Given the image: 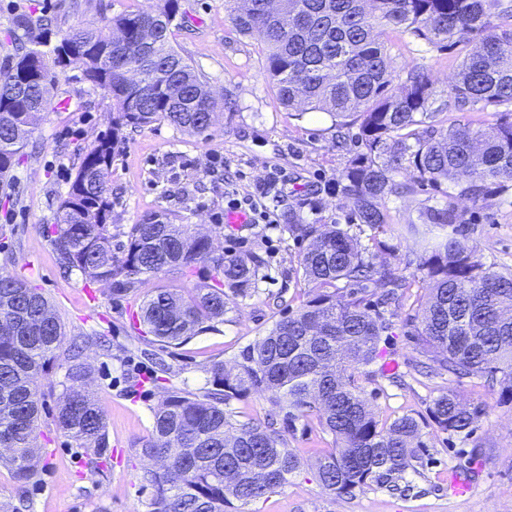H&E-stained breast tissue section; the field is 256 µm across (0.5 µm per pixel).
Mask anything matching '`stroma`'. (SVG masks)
I'll list each match as a JSON object with an SVG mask.
<instances>
[{
  "mask_svg": "<svg viewBox=\"0 0 512 512\" xmlns=\"http://www.w3.org/2000/svg\"><path fill=\"white\" fill-rule=\"evenodd\" d=\"M146 5L147 0H0V59L13 37L16 14H48L50 29L56 32L92 28L102 14ZM180 5L184 17L171 27L172 46L205 76L216 95L234 103L220 113L211 136H190L165 122L113 130L110 95L80 80L78 67L72 66L59 75L52 102L21 152L10 184H0V257L11 254L9 271L44 293L67 339L85 340L89 389L105 410L112 451L111 465L93 473L80 449L57 431L53 412L63 372L54 369L44 387L40 441L45 453L29 488L32 512H148L151 492L142 488L140 476L149 462L140 448L165 390L208 388L211 365L236 368L245 349L307 300L311 286L299 265L304 245L285 223L234 227L224 220L230 198L251 196L260 186L271 188L264 203L275 214L292 208L308 221L346 225L362 246L374 237L394 245L387 262L410 259L403 271L407 286L385 313L391 328L380 340L376 360L361 368L359 381L379 420L402 415L418 420L427 461L409 473L408 493L372 485L350 496L334 495L309 467L332 446L317 415L290 422L271 417L267 398L253 393L227 403L232 422L273 418L304 467L288 486L247 504L231 502L224 512H512V402L503 399L498 382L485 377L429 373L428 357L416 344L409 322L429 283L416 265L420 244L403 236V227L421 223L428 209L445 204V197L429 187L391 195L385 200L389 219L383 228L374 232L350 225L352 205L336 188L350 152L333 147L332 116L291 112L280 104L266 77L264 44L235 29L224 0H180ZM388 48L396 81H404L415 66L428 73L437 109L434 128L488 127L505 119L501 107L478 105L460 112L448 106L460 47L433 48L395 34ZM63 98L69 99L68 108L58 107ZM111 131L117 140L106 182L114 243L124 242L130 224L165 210L180 215L184 223L205 225L220 252L253 254L263 261L254 290L230 300L223 322L177 346L144 339L134 328L153 283L113 297L106 285L65 275L52 244L60 193L68 189L95 138ZM454 204L483 261L512 270V189L479 201L460 196ZM450 390L468 407L481 410L469 436L448 435L429 417L433 400ZM452 470L474 477L469 496L449 494Z\"/></svg>",
  "mask_w": 512,
  "mask_h": 512,
  "instance_id": "35a3bbf8",
  "label": "stroma"
}]
</instances>
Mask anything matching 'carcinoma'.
I'll use <instances>...</instances> for the list:
<instances>
[{
  "label": "carcinoma",
  "mask_w": 512,
  "mask_h": 512,
  "mask_svg": "<svg viewBox=\"0 0 512 512\" xmlns=\"http://www.w3.org/2000/svg\"><path fill=\"white\" fill-rule=\"evenodd\" d=\"M295 27L283 31L267 0H225L232 24L267 46L266 71L285 107L324 111L335 127L356 126L358 150L348 159L339 191L353 206L354 221L371 229L387 223L385 199L408 194L414 184H448L449 202L431 208L427 223L443 234L424 246L418 267L431 288L412 319L415 336L437 369L458 378L499 377L512 397V271L486 264L470 245L468 226L456 210L452 190L478 200L512 186V121L488 128L469 125L424 129L434 117L427 72L414 67L393 85L394 61L383 40L400 31L431 46H463L452 99L458 107L512 106V0H278ZM179 0L101 17L95 28L57 33L48 51L17 45L0 65V180L9 177L31 133L28 118L47 111L40 82L77 64L83 80L112 97L117 118L112 134L84 153L73 182L58 204L53 246L63 268L107 285L112 294L138 291L152 278L192 272L200 262L215 275L184 291L155 288L143 300L146 334L180 345L224 320L229 296H245L262 262L255 256L217 254L206 236L178 216L154 212L131 225L121 255L112 249L107 224L109 189L100 172L110 167L118 125L146 127L167 122L190 135L207 136L221 104L206 82L169 41ZM126 44L112 46V58L152 41L141 59L142 83L131 86L117 65L98 63L109 31ZM403 176L406 181L399 182ZM288 231L313 241L301 254L303 276L312 284L308 300L278 321L242 353L237 372L215 363L212 388L203 393L168 390L153 408V426L142 444L144 457L160 463L146 469L142 485L153 489L148 512H224L235 499L244 504L288 485L304 467L276 429L260 422L232 423L224 404L262 392L287 418L318 413L335 447L312 467L319 483L337 495H351L372 483H395L415 470L423 447L412 416L391 423L370 408L357 370L374 362L381 336L390 329L384 305L406 287L398 266L376 261L387 249L375 243L366 255L358 238L338 224H309L288 211ZM351 286L336 300V282ZM384 289L366 299L359 284ZM65 332L49 300L25 280L0 268V440L9 441L0 462L20 488L36 475L44 381L50 368L65 369L54 425L88 454L92 471L107 452L106 415L86 387L88 370L78 345L60 358ZM481 412L460 404L453 390L429 407L430 418L448 434H469Z\"/></svg>",
  "instance_id": "carcinoma-1"
}]
</instances>
